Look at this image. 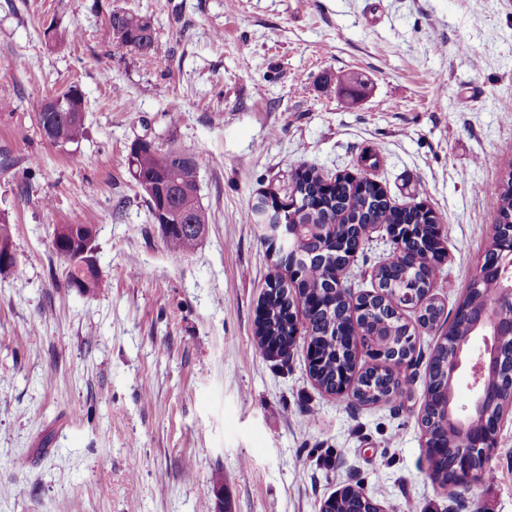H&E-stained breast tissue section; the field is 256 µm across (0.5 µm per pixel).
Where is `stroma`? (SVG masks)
<instances>
[{
	"label": "stroma",
	"instance_id": "obj_1",
	"mask_svg": "<svg viewBox=\"0 0 512 512\" xmlns=\"http://www.w3.org/2000/svg\"><path fill=\"white\" fill-rule=\"evenodd\" d=\"M151 20L155 54L115 53L108 15ZM360 73L363 84L338 78ZM77 86L86 136L41 134L36 100ZM204 156L199 245L175 257L131 179L136 138ZM371 176L441 215L434 294L454 312L496 219L479 185L512 171V0H0V512H319L357 484L387 512H512V415L467 491L429 476L422 410L439 332L395 400L350 404L302 351L266 357L278 268L251 206L292 172ZM92 226L101 284H65L58 225ZM392 246L373 232L350 282Z\"/></svg>",
	"mask_w": 512,
	"mask_h": 512
}]
</instances>
